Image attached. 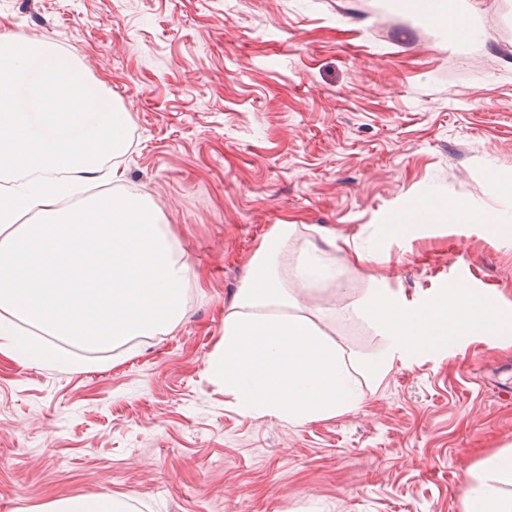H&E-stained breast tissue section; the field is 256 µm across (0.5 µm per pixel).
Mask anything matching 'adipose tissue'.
<instances>
[{
  "label": "adipose tissue",
  "mask_w": 512,
  "mask_h": 512,
  "mask_svg": "<svg viewBox=\"0 0 512 512\" xmlns=\"http://www.w3.org/2000/svg\"><path fill=\"white\" fill-rule=\"evenodd\" d=\"M424 20L460 41L462 10L412 0ZM130 120L54 46L0 37V358L23 367L86 371L94 355L172 331L185 314L193 275L163 213L143 194L89 193L106 161L125 155ZM512 222L432 196L390 220L412 237L424 224ZM295 225L277 224L248 260L224 336L206 371L244 415L305 424L357 410L363 394L351 358L308 316L292 311L289 284L335 278L325 250L293 252ZM387 340L363 371L383 381L399 364L464 336H511L512 311L456 285L421 302L390 288L366 289L351 304ZM464 512H512V448L483 460ZM128 497H62L37 512H130Z\"/></svg>",
  "instance_id": "adipose-tissue-1"
}]
</instances>
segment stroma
I'll return each mask as SVG.
<instances>
[{"mask_svg":"<svg viewBox=\"0 0 512 512\" xmlns=\"http://www.w3.org/2000/svg\"><path fill=\"white\" fill-rule=\"evenodd\" d=\"M468 2L480 40L452 47L409 0H0V36L51 41L128 112L122 184L197 274L179 327L92 370L0 360V512L106 491L135 512H463L469 469L512 446V338L416 354L303 425L241 415L206 364L276 224L335 235V281L295 308L354 357L385 346L346 310L377 284L512 309V235L387 234L431 194L512 212V0Z\"/></svg>","mask_w":512,"mask_h":512,"instance_id":"obj_1","label":"stroma"}]
</instances>
